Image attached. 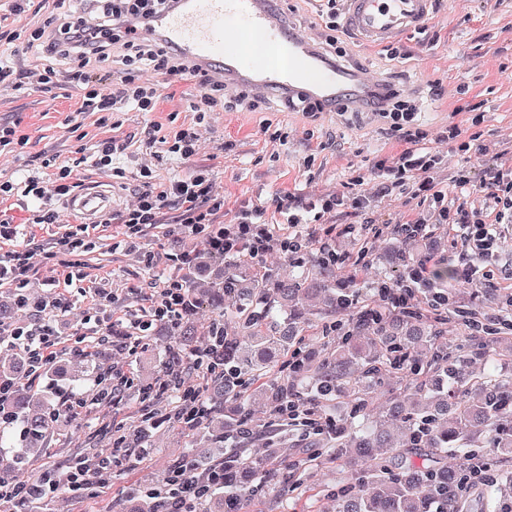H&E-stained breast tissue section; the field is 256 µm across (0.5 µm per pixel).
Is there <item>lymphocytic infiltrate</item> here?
<instances>
[{
	"mask_svg": "<svg viewBox=\"0 0 512 512\" xmlns=\"http://www.w3.org/2000/svg\"><path fill=\"white\" fill-rule=\"evenodd\" d=\"M172 0H74L72 8L56 20L33 25L0 24V47L23 44L39 56L40 67L20 72L0 58V84L21 87L28 85L40 90L49 88L59 79H66L78 94V109L82 112H120L131 107L140 112L156 111L160 93L153 78L163 75L181 78L185 64L179 51L165 48L142 36L141 31L151 13ZM94 15L97 28L83 23L85 15ZM113 60L119 66L121 78L111 81L102 74L100 62ZM194 80L200 95L190 109L195 114L194 125L173 130L160 138L167 154L184 159L196 155L199 149L200 124L208 113L223 110L256 111L258 100L245 93L226 94L223 83L204 72ZM367 111L373 112L384 124L401 131L403 147L394 155L377 161L370 173L378 179L383 190L422 197L428 204L430 219L406 215L398 227L412 234L425 233L429 221L447 226L456 246L470 254L472 263L457 271L458 286L470 284L474 277L489 271L493 258L502 250L506 231L512 227V169H487L482 185L489 195V211L483 217L470 215L456 205L447 190L431 179V172L443 157L427 145L428 135L416 125V104L409 101L404 111L383 108L379 101L370 100ZM40 173L26 176L22 181H1L0 198L18 195L37 200L39 207L29 216L32 224H56L60 215L51 205L55 196L70 194L75 188V167L57 164L55 158L42 161ZM143 184L137 201L121 219L123 239L140 237L144 228L163 227L165 235L201 239L207 250L215 255L231 252L262 261L270 251H294L296 245L314 243L320 250L330 249L333 227L323 228L321 234L307 233V225L324 219L338 207L349 206L362 211L370 198L362 193L363 177L352 179L347 192L320 195L312 198L286 196L274 212L261 207L240 209L230 223L220 222L217 213L221 197L207 168L198 167L187 175L157 183L150 168H142ZM173 207L171 220H164L165 207ZM66 288L77 287L85 280L83 266L78 262L65 264L62 272ZM59 293L52 303H39L33 316L40 323L31 329L7 328L0 325V344L24 353L33 376L57 355L59 332L52 319L46 318V308L68 310L69 298ZM224 481L222 467L199 470L197 463L180 465L176 479L161 495V512H190L189 507L202 496L204 483L215 485Z\"/></svg>",
	"mask_w": 512,
	"mask_h": 512,
	"instance_id": "obj_1",
	"label": "lymphocytic infiltrate"
}]
</instances>
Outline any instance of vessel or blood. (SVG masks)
Masks as SVG:
<instances>
[{
  "label": "vessel or blood",
  "mask_w": 512,
  "mask_h": 512,
  "mask_svg": "<svg viewBox=\"0 0 512 512\" xmlns=\"http://www.w3.org/2000/svg\"><path fill=\"white\" fill-rule=\"evenodd\" d=\"M343 2L345 26L375 45L422 29L433 14V0ZM144 33L177 48L187 69L205 68L257 97L277 90L336 110L363 107L381 89L370 75L323 56L282 20L272 0H178L156 11ZM63 207L82 223H98L112 210V187L97 182Z\"/></svg>",
  "instance_id": "b4317fda"
}]
</instances>
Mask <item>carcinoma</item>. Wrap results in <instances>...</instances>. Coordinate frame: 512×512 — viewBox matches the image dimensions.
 <instances>
[{"label": "carcinoma", "mask_w": 512, "mask_h": 512, "mask_svg": "<svg viewBox=\"0 0 512 512\" xmlns=\"http://www.w3.org/2000/svg\"><path fill=\"white\" fill-rule=\"evenodd\" d=\"M412 251L395 276L382 274L360 299L341 278L350 265L304 246L284 253L282 261L297 269L283 277L237 254L208 253L196 268L211 269L207 289L184 288L185 311L167 321L176 337L172 350L187 351L196 336L219 340L211 354L207 389L198 393L224 407V422L203 435L187 455L203 464L224 465V492L209 491L199 500L201 512H226L225 501L242 505L267 485L262 461L247 453L257 434L247 400L259 398L275 410L288 401H310L309 411L291 421L301 426L313 446L311 456L326 461L351 448L345 464L354 481L341 484L331 495L333 512H497L494 496L479 491L474 498L462 488L479 483V459L485 439L512 458V375L495 367L477 374L471 357L488 358L491 349L512 334V297L493 325L473 309L456 306L453 298L438 305L439 289L415 294L407 311L381 308L384 288L403 282L409 269L435 251L430 238L397 232ZM207 305L214 318L199 326L195 314ZM320 321L316 335L334 338L301 348L303 333ZM456 320L471 338L472 355L450 357L439 349L448 319ZM29 362L22 354L0 358V379L12 384L9 410L21 434L0 426V476L24 487L26 500L42 496L46 483L62 478L46 472L30 483L24 470L30 455L45 447L49 422L56 417L48 395L26 387ZM401 385L393 404L370 430L353 427L381 386ZM464 450L463 465L448 468V451ZM160 500L138 497L129 512H159Z\"/></svg>", "instance_id": "obj_1"}]
</instances>
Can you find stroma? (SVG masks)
Segmentation results:
<instances>
[{
    "instance_id": "35a3bbf8",
    "label": "stroma",
    "mask_w": 512,
    "mask_h": 512,
    "mask_svg": "<svg viewBox=\"0 0 512 512\" xmlns=\"http://www.w3.org/2000/svg\"><path fill=\"white\" fill-rule=\"evenodd\" d=\"M343 41L347 51L345 66L361 67L370 76L386 81L393 72L405 73L401 87L419 102L421 127L429 135L454 125L481 133L487 148L484 166L468 168L463 157L443 143L439 150L445 158L432 173L436 183L450 188L461 170H470L474 188L460 195L459 201L468 212L481 215L486 200L479 184L485 166L512 168V0H434L432 18L424 29L396 40L399 56L395 59L388 56L386 49L366 46L351 35H344ZM156 81L161 87L158 111L128 108L110 114L108 123L103 125L98 124L97 114L76 113L77 92L65 83L48 93L25 86L0 94V118L20 119V128L29 138L25 157H0L2 180L23 179L32 160L48 153L57 155L62 162L80 160L79 178L85 186L104 177L91 158L98 141L111 136L112 124H119L129 143L118 161L124 174L111 179L113 221L104 229L93 230L94 248L78 257L87 273L83 286L88 293L72 296L70 312L58 318L57 357L70 365L63 382L84 390L93 387L94 379L82 363L71 359L78 343H85L103 370L119 366L131 377L156 379L168 360L170 339L164 327H155L147 346L128 355L113 350L111 341L99 343L87 337V326L82 322L84 315H93L101 333L122 334L130 326L126 313H139L145 305L142 288L179 274L171 256L179 252L181 245L164 235L162 229H146L128 244L113 242L118 231L116 221L139 186L142 165H151L160 182L185 175L196 166L208 167L224 196L218 218L227 222L243 205L269 209L279 196L342 191L352 177L369 175L375 161L390 157L401 148L399 133L382 126L370 114L353 110L320 112L310 118L287 111L281 95L273 93L261 101L256 112L211 113L209 124L202 131L199 152L191 160L158 162L151 156L149 131L156 124L166 131L193 124L194 114L188 104L199 89L195 82L171 84L161 75ZM437 83L443 89L439 95L433 91ZM33 207V202L23 197L0 202V216L14 219L20 226L16 238L0 239V254L24 247L30 240L43 248L44 255L37 258L24 292L48 300L58 286L63 264L71 257L52 250V241L56 233L62 232V225H24L23 220ZM405 209L404 198L398 193L375 197L371 210L378 227L374 230L368 229L361 214L347 208L337 210L330 221L341 232L333 240V247L353 259L369 253L372 265L367 279L400 270L402 246L395 241L394 222ZM491 270L490 278L456 292L462 304L475 307L486 318L497 316L498 300L512 292V255L503 254ZM94 288L106 289L113 295V303L97 306L90 294ZM139 408L136 393L130 389L112 407L89 408L81 425L62 419L54 421L46 447L28 460L27 473L35 478L48 469L62 473L71 459L112 453L110 437L96 431V422L126 426L137 421ZM198 436V431L185 429L172 418H160L149 450L122 452V463L115 467L110 486L91 488L89 495L83 497L62 491L51 500L30 504V512H121L142 488L157 486ZM346 475L339 463L325 464L314 472L310 490L275 484L268 487L264 496L246 502L242 512H331L332 502L325 490Z\"/></svg>"
}]
</instances>
